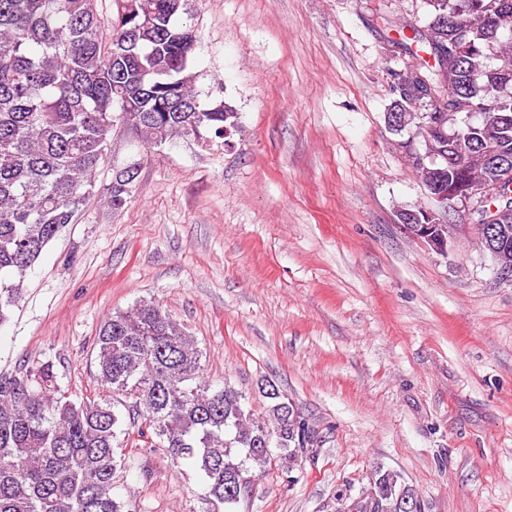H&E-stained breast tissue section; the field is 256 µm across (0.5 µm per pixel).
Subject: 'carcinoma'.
Masks as SVG:
<instances>
[{
	"label": "carcinoma",
	"instance_id": "obj_1",
	"mask_svg": "<svg viewBox=\"0 0 512 512\" xmlns=\"http://www.w3.org/2000/svg\"><path fill=\"white\" fill-rule=\"evenodd\" d=\"M102 25L96 0H0V324L18 304L21 279L94 194L114 122L142 131L145 146L192 137L224 139V99L201 102L192 65L198 36L177 22L181 0H114ZM423 27L396 48L412 57L389 72L390 112L490 117L443 137L455 164L440 176L455 190L468 178L493 186L482 148L512 156V0H428ZM495 52L499 64L487 63ZM97 380L114 400L76 402L53 365L0 374V512H123L114 496L123 397L138 408L129 426L173 463L194 464L206 489L199 512H232L238 480L271 464L288 471L313 453L315 433L276 385L265 415L229 385L213 389L201 350L162 306L142 302L106 318L96 340ZM358 512H404L414 491L375 470Z\"/></svg>",
	"mask_w": 512,
	"mask_h": 512
}]
</instances>
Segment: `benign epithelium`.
Segmentation results:
<instances>
[{"label":"benign epithelium","mask_w":512,"mask_h":512,"mask_svg":"<svg viewBox=\"0 0 512 512\" xmlns=\"http://www.w3.org/2000/svg\"><path fill=\"white\" fill-rule=\"evenodd\" d=\"M422 140L420 130L408 131V138L398 143L410 163L425 167H433L450 159V155H438V152L427 147L419 149L417 142ZM486 159L500 171L499 184L512 181V160L495 151H486ZM139 173V163L130 162L124 166L112 167V184L120 186L122 191H131L133 184L127 180H134ZM492 192L472 184H465L458 190L448 191V186L438 180L432 184L431 197L435 200L437 208L423 213L406 209L399 215L404 228L410 230L412 235L423 241L433 251L445 254L452 238L448 234V203L461 202L474 210L486 205L491 199ZM492 217L484 224L476 225V229L484 243L486 251L493 258L501 274L512 277V236L508 233V226L501 223L506 212L490 206Z\"/></svg>","instance_id":"obj_1"}]
</instances>
